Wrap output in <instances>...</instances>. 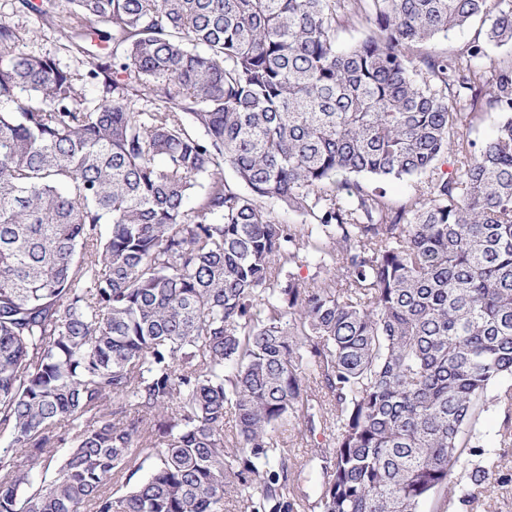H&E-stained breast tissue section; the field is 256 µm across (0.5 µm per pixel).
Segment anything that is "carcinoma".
Masks as SVG:
<instances>
[{"mask_svg": "<svg viewBox=\"0 0 512 512\" xmlns=\"http://www.w3.org/2000/svg\"><path fill=\"white\" fill-rule=\"evenodd\" d=\"M66 2L18 0L83 72L0 20V512H441L492 493L512 64L490 50L512 45V0ZM476 21L458 54L420 52ZM481 100L498 121L479 144Z\"/></svg>", "mask_w": 512, "mask_h": 512, "instance_id": "cac0c4a2", "label": "carcinoma"}]
</instances>
